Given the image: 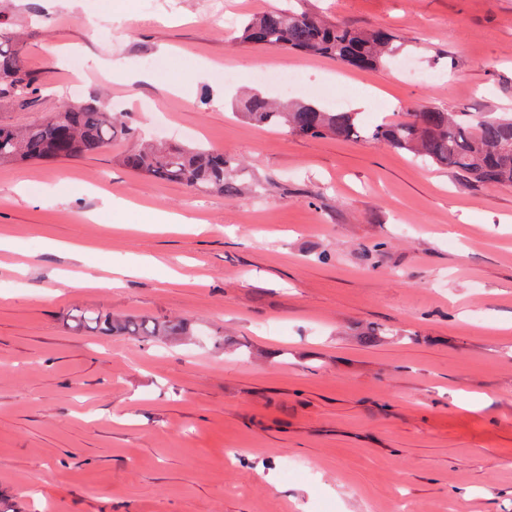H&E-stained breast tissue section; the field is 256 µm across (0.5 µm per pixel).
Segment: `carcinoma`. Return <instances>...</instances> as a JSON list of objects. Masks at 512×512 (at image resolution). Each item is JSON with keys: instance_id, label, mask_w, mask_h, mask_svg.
I'll return each mask as SVG.
<instances>
[{"instance_id": "1", "label": "carcinoma", "mask_w": 512, "mask_h": 512, "mask_svg": "<svg viewBox=\"0 0 512 512\" xmlns=\"http://www.w3.org/2000/svg\"><path fill=\"white\" fill-rule=\"evenodd\" d=\"M239 41L285 53L325 57L342 67L371 70L386 65L402 46L386 29L370 32L324 23L306 11L272 9L244 18ZM15 33L0 28V80L22 105L37 94L34 79L20 66ZM242 115L259 126L285 127L309 138L334 136L380 142L413 158L463 175L483 186L512 184V117L476 119L469 112L428 107L398 121L368 126L359 113L327 110L311 103L293 106L253 94L241 102ZM139 139V128L126 113L93 104H77L46 120L24 127L0 126V163L80 159L110 147L116 139ZM121 164L150 179L189 184L233 196L239 162L199 143L172 146L148 142L125 152ZM75 326L130 336L154 338L179 329L146 317L79 315Z\"/></svg>"}]
</instances>
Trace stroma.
<instances>
[{
	"label": "stroma",
	"instance_id": "stroma-1",
	"mask_svg": "<svg viewBox=\"0 0 512 512\" xmlns=\"http://www.w3.org/2000/svg\"><path fill=\"white\" fill-rule=\"evenodd\" d=\"M284 4H6L40 93L0 91V124L96 101L244 163L231 197L129 171L126 142L0 165V496L28 512H512V186L260 128L237 105L269 93L257 70L285 68L304 101L366 100L367 125L512 113V0H301L395 31L411 78L233 44L244 16ZM115 60L152 81L114 79ZM79 312L194 333L105 335L73 327Z\"/></svg>",
	"mask_w": 512,
	"mask_h": 512
}]
</instances>
